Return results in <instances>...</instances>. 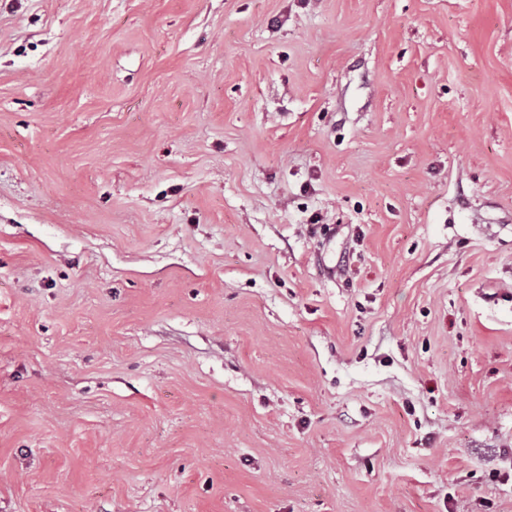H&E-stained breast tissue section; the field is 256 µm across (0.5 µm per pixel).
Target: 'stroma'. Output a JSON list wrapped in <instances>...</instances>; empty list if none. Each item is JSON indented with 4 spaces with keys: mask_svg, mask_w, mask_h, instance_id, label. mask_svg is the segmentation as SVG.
Returning <instances> with one entry per match:
<instances>
[{
    "mask_svg": "<svg viewBox=\"0 0 512 512\" xmlns=\"http://www.w3.org/2000/svg\"><path fill=\"white\" fill-rule=\"evenodd\" d=\"M0 512H512V0H0Z\"/></svg>",
    "mask_w": 512,
    "mask_h": 512,
    "instance_id": "35a3bbf8",
    "label": "stroma"
}]
</instances>
